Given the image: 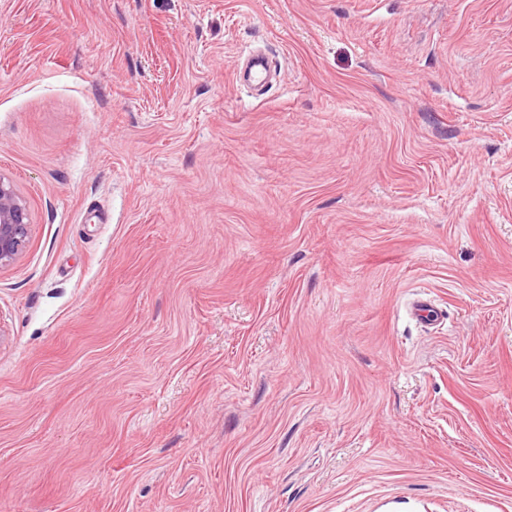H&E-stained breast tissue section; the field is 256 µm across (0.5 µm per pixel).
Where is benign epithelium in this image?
Masks as SVG:
<instances>
[{"label":"benign epithelium","instance_id":"1","mask_svg":"<svg viewBox=\"0 0 512 512\" xmlns=\"http://www.w3.org/2000/svg\"><path fill=\"white\" fill-rule=\"evenodd\" d=\"M30 233V215L16 185L0 176V269L19 258Z\"/></svg>","mask_w":512,"mask_h":512}]
</instances>
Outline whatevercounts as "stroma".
Listing matches in <instances>:
<instances>
[{
	"label": "stroma",
	"instance_id": "35a3bbf8",
	"mask_svg": "<svg viewBox=\"0 0 512 512\" xmlns=\"http://www.w3.org/2000/svg\"><path fill=\"white\" fill-rule=\"evenodd\" d=\"M0 175V512H512V0H0ZM30 215L16 185L0 175V269L19 258L30 233Z\"/></svg>",
	"mask_w": 512,
	"mask_h": 512
}]
</instances>
